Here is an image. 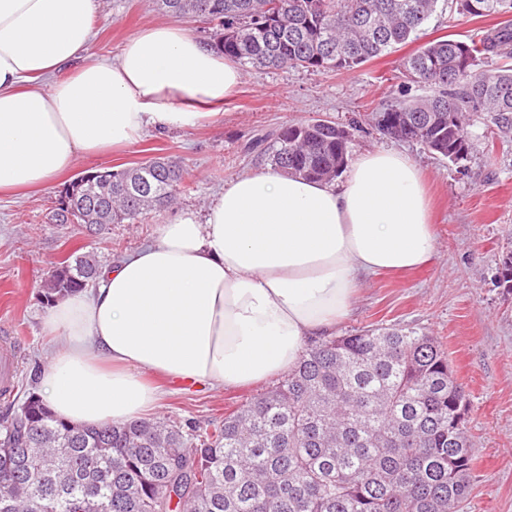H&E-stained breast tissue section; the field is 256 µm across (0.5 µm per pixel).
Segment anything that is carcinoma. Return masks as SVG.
Wrapping results in <instances>:
<instances>
[{"label":"carcinoma","mask_w":512,"mask_h":512,"mask_svg":"<svg viewBox=\"0 0 512 512\" xmlns=\"http://www.w3.org/2000/svg\"><path fill=\"white\" fill-rule=\"evenodd\" d=\"M212 25L209 46L247 71L352 70L417 35L439 0H156ZM470 17L512 14V0H449ZM512 20L465 43L436 39L400 65L401 97L372 114L382 136L458 164L472 118L512 133ZM430 90L408 97L409 87ZM312 119L279 130L275 170L330 182L352 132ZM187 187L181 163L153 157L74 187L102 231L159 213ZM100 261L72 253L42 283L50 305L97 280ZM469 402L437 339L375 326L311 344L277 386L202 427L155 417L86 428L57 419L30 388L0 420V512H462L472 494Z\"/></svg>","instance_id":"1"}]
</instances>
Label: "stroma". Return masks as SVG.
I'll return each instance as SVG.
<instances>
[{"label":"stroma","mask_w":512,"mask_h":512,"mask_svg":"<svg viewBox=\"0 0 512 512\" xmlns=\"http://www.w3.org/2000/svg\"><path fill=\"white\" fill-rule=\"evenodd\" d=\"M92 51L116 57L141 26L167 21L155 0H96ZM493 18L450 16L438 6L419 41L397 46L351 71L325 74L290 67L243 76L238 94L222 114L192 129L151 131L104 157H82L75 172L136 166L157 156H174L187 171L188 188L165 211L139 224H114L95 237L81 226L51 224L49 212L59 183L23 196L0 195V336L17 337L19 364L13 398H0V418L13 414L52 346L43 319L44 273L76 248L94 252L101 264L148 242L156 224L185 211L203 212L211 197L237 175L267 166L256 142L290 123L311 117L340 123L380 111L398 97L399 64L420 42L449 36L465 41L493 25ZM472 150L465 173L420 144L387 139L372 127L357 132L349 157L377 148H396L422 168L433 198L437 256L426 268L405 275L363 280L353 312L338 334L372 325L411 327L437 336L448 355L469 408L467 433L474 445L469 512H512V292L498 283L499 259L512 245V134L478 120L468 128ZM250 389L188 387L163 400L157 411L174 421H219L225 410L264 393Z\"/></svg>","instance_id":"1"}]
</instances>
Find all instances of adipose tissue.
I'll return each instance as SVG.
<instances>
[{"label": "adipose tissue", "instance_id": "adipose-tissue-1", "mask_svg": "<svg viewBox=\"0 0 512 512\" xmlns=\"http://www.w3.org/2000/svg\"><path fill=\"white\" fill-rule=\"evenodd\" d=\"M94 24V0H0V193L43 188L148 130L196 127L242 83L179 25H144L111 60L90 52ZM436 242L421 170L400 152L361 153L330 183L241 174L48 310L59 345L42 398L91 427L151 414L180 382H268L335 334L363 276L425 266Z\"/></svg>", "mask_w": 512, "mask_h": 512}]
</instances>
